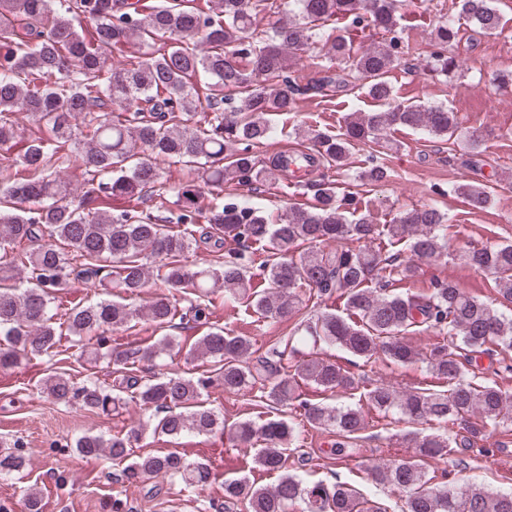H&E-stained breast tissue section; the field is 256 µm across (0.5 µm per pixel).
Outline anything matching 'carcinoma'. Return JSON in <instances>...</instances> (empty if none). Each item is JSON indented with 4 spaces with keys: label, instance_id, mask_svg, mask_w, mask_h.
Segmentation results:
<instances>
[{
    "label": "carcinoma",
    "instance_id": "cac0c4a2",
    "mask_svg": "<svg viewBox=\"0 0 512 512\" xmlns=\"http://www.w3.org/2000/svg\"><path fill=\"white\" fill-rule=\"evenodd\" d=\"M492 2L459 0V13L482 31L501 32L505 22ZM399 8L401 0H216L212 7L201 0H0V150L14 170L0 180V367L49 354L62 335L55 304L77 282L96 288L107 281L119 289L117 299L74 304L64 324L80 354L94 338V357H108L128 374L111 392L56 374L44 391L55 403L87 411L105 413L133 401L149 412L123 434L78 437V455L124 460L148 429L173 439L225 432L256 449L255 465L280 477L271 487L245 477L224 480V512H386L346 481L308 484L289 473L290 452L300 439L289 421L225 425L203 399L216 380L227 394L258 389L275 411L297 404L309 427L336 434V448L364 438L366 406L418 426L408 433L414 455L372 469L376 483L402 494L406 512H512V491L456 487L447 468L438 467L458 445L481 440L488 426L512 423V392L477 374L482 357L512 351V244L473 245L463 255L471 268L492 276L497 307L447 280L434 281L427 293L402 292L398 285L418 272L415 261L447 256V217L422 206L390 224L366 215L350 220L349 199H337L327 174L346 166L356 144L373 143L391 129L443 137L459 132L455 114L444 106L394 102L389 74L408 53ZM267 11L279 18L259 32L257 17ZM336 18L352 31L382 32L384 46L355 53L348 37H326L323 27ZM456 35L452 20L435 22L431 71L446 76L456 69L448 55ZM128 46L136 54L113 66L110 58ZM307 51L313 59H343L347 69L328 67L300 84L291 72L296 55ZM355 76L365 81L376 108L348 115L339 133L309 131V152L268 164L258 159L253 149L269 137L272 117L298 111L307 95L331 99ZM20 111L51 137L19 136L14 115ZM73 156L88 175L80 192L59 176ZM369 162L362 178L385 181V165L374 156ZM165 163L195 168L198 181L179 187L177 213L161 217L142 205L161 182ZM292 165L307 175L318 172L305 182L311 201L290 207L276 222L235 198L208 209L199 205L205 190L220 196L226 182L260 184ZM453 191L474 209L488 202L484 186L461 183ZM175 224L185 229L175 231ZM378 241L403 243L411 257L374 247ZM202 243L222 256L188 265L186 254ZM258 250L266 259L257 265ZM153 276L196 300L180 315L164 293L136 304ZM303 288L310 299L343 300V309L314 310L265 350L249 336L210 325L213 296L221 290L225 304L243 303L245 311L275 324L299 311ZM177 315L207 328L186 352L169 334L119 352L104 349L109 332L142 320L169 331ZM417 328L438 338L426 352L407 340ZM321 347L367 362L422 361L434 383L407 391L366 386L348 367L319 356ZM182 354L218 365L217 378L130 375L142 363ZM300 382L323 400L297 394ZM338 392L357 401L329 403ZM457 424L467 433L461 443L448 434ZM22 447L18 439L0 442L1 476L29 462ZM158 476L192 488L209 482L212 467L177 450H157L136 456L123 471L129 483Z\"/></svg>",
    "mask_w": 512,
    "mask_h": 512
}]
</instances>
